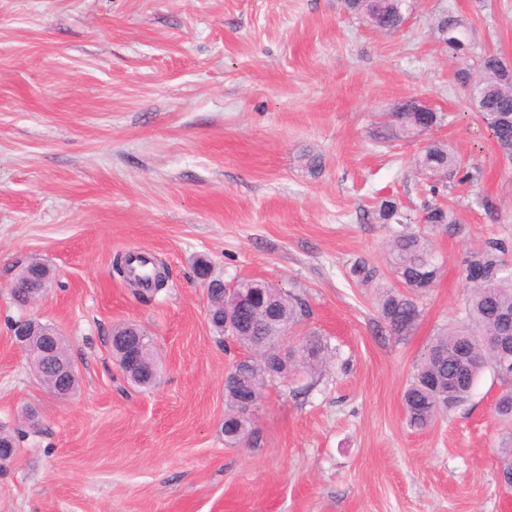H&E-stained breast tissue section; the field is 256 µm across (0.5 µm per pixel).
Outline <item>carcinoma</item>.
I'll return each mask as SVG.
<instances>
[{
    "label": "carcinoma",
    "mask_w": 512,
    "mask_h": 512,
    "mask_svg": "<svg viewBox=\"0 0 512 512\" xmlns=\"http://www.w3.org/2000/svg\"><path fill=\"white\" fill-rule=\"evenodd\" d=\"M384 25L399 28L404 20L405 0H384ZM439 31L448 33L444 42L452 53H457L459 39L468 37L467 29L457 18L449 16L439 25ZM481 85L477 91L481 120L492 131L501 152L512 159V87L500 81L498 68L481 63ZM415 128L409 113L399 112L380 130V138L392 140L412 134ZM417 171L429 170L435 176L430 181V192L438 194V176L451 175L459 167V159L444 143L428 146L415 162ZM423 221L441 226L450 233L457 230L454 212L437 204L426 206ZM509 245L496 238L484 242L480 250L472 253L466 265L480 266L484 278L466 282V320L438 332L429 342L424 357L417 363L404 392V408L408 426L424 429L443 413L466 402L484 368L498 370L503 353L486 346L474 348L475 360L467 363L462 359L466 339L492 337L499 333V318L512 314V268L503 260ZM389 268L399 289L385 292L379 297L380 315L391 334L405 336L416 326L420 316L416 297L434 287L441 266L433 244L428 237L417 231L403 229L390 241ZM352 280L368 285L377 278V270L364 263L353 265L349 270ZM236 288H262L272 296L282 310V318L292 331L310 316L307 301L293 291H283L268 283L243 278L234 284ZM234 340L253 352H261L272 344L270 332L255 322L240 331ZM298 347L288 349V365L282 375L299 382L294 395L308 393L323 377L325 370V344L319 336L306 334L297 341ZM502 380L506 388L496 405V414L505 422L512 423V375ZM257 442L256 430L250 416L237 424L236 443ZM498 471L504 484L512 487V447L498 449Z\"/></svg>",
    "instance_id": "carcinoma-1"
}]
</instances>
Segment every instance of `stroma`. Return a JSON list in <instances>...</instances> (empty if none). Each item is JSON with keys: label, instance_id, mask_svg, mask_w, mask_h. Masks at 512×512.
Returning <instances> with one entry per match:
<instances>
[{"label": "stroma", "instance_id": "1", "mask_svg": "<svg viewBox=\"0 0 512 512\" xmlns=\"http://www.w3.org/2000/svg\"><path fill=\"white\" fill-rule=\"evenodd\" d=\"M406 8L381 31L345 0H0V422L26 432L0 475V512H512L493 371L425 430L403 406L427 343L463 316L470 253L512 243V162L455 78L488 53L512 62V0ZM450 15L470 32L462 60L438 28ZM412 97L439 123L378 139ZM437 142L462 168L434 198L414 160ZM384 199L415 229L431 200L450 204L461 228H425L442 275L407 336L377 308L395 285ZM134 249L167 270L147 300L113 268ZM200 256L223 281L303 295V333L328 344L308 396L267 383L255 448L224 443V377L247 350L216 342ZM32 258L54 278L22 310L9 285ZM358 262L377 268L372 285L349 278ZM23 315L62 334L79 378L70 399L41 387L15 346L9 322ZM126 322L154 343L152 387L129 384L112 357L107 338Z\"/></svg>", "mask_w": 512, "mask_h": 512}]
</instances>
